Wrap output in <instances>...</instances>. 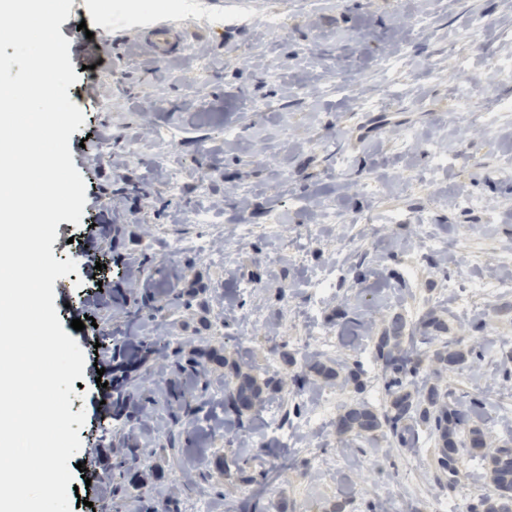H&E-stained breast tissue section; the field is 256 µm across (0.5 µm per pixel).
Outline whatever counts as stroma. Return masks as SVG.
<instances>
[{
    "mask_svg": "<svg viewBox=\"0 0 512 512\" xmlns=\"http://www.w3.org/2000/svg\"><path fill=\"white\" fill-rule=\"evenodd\" d=\"M234 8L237 18L221 30L199 11L176 16L185 42L209 62L192 100L185 80L195 63L184 53L161 58L144 41L127 47L128 24L106 23L77 2L60 26L74 71L90 66L103 78L101 95L78 100L89 125L70 137L90 190L84 215L77 224L60 222L52 245L56 259L77 265L55 281L54 305L85 355L71 399L72 412L86 417L73 457L83 468L74 474L80 502L72 512H134L137 497L159 490L186 506L207 496L213 512L239 507L254 493L260 512H331L339 502L345 512H430L440 500L469 512L489 491L487 459L460 449L450 476L438 467L428 430L402 452L380 437L342 443L334 423L355 401L378 410L386 403L374 341L350 333L348 320L378 332L395 315L411 324L433 309L468 358L441 376L423 362L415 386L435 384L465 402L482 398L492 439L512 435V288L500 285L512 273V170L499 164L512 155V115L477 132L455 110L468 94L483 113L512 101V80L489 65L512 57V0H323L314 10L302 0H236ZM420 12L433 18L428 31L408 23ZM269 14L287 15L285 28L265 29ZM90 43L95 53L87 52ZM397 54L406 75L381 76L380 59ZM308 81L315 95L299 96ZM366 98L378 107L363 110ZM254 99L270 109H251ZM158 126L178 135L173 153L190 188L180 198L163 187V150L150 138ZM228 127L238 130L237 140H225ZM406 130L417 145H404ZM433 146L446 153V166L434 165ZM465 196L480 207L458 206ZM215 198L223 209L214 223H194V211ZM325 205L342 223H322ZM274 214L273 237L266 226ZM163 233L208 235L215 252L153 257L129 287L121 268L128 258L151 257L145 243ZM280 239L287 249L277 247ZM93 254L101 271L86 262ZM331 266L336 282L317 299L311 280ZM94 274L102 289L89 296ZM190 288L202 289L208 311L186 306ZM131 291L155 299L134 318L117 300ZM85 316L93 324L73 330L72 320ZM150 341L222 352L261 376L282 378L255 429L243 433L245 448L227 453L231 478L216 476L196 491L184 486L197 458L217 452L209 430L224 414L223 366L186 420L178 450L154 419L130 425L113 416L112 349L138 356ZM315 353L359 368L362 390L329 383L297 389L290 376ZM137 376L152 412L176 411L171 382L196 391L152 358ZM130 442L142 460L137 488L98 497L105 464L119 463ZM279 455L286 464L269 495L253 479Z\"/></svg>",
    "mask_w": 512,
    "mask_h": 512,
    "instance_id": "35a3bbf8",
    "label": "stroma"
}]
</instances>
